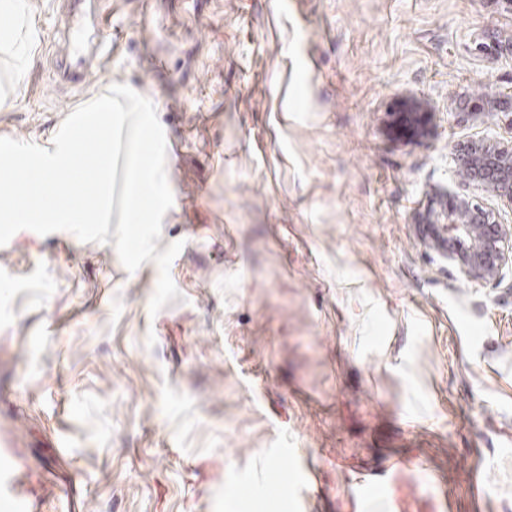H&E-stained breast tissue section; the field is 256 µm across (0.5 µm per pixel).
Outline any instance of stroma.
<instances>
[{
    "mask_svg": "<svg viewBox=\"0 0 512 512\" xmlns=\"http://www.w3.org/2000/svg\"><path fill=\"white\" fill-rule=\"evenodd\" d=\"M61 2L27 0L25 68L0 43V137L128 85L166 134L156 249L184 247L153 315L115 233L0 246V465L31 512H512V289L421 230L462 197L512 225L455 161L512 146V0H98L112 57L78 91L49 75Z\"/></svg>",
    "mask_w": 512,
    "mask_h": 512,
    "instance_id": "35a3bbf8",
    "label": "stroma"
}]
</instances>
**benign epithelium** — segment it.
Wrapping results in <instances>:
<instances>
[{
  "label": "benign epithelium",
  "mask_w": 512,
  "mask_h": 512,
  "mask_svg": "<svg viewBox=\"0 0 512 512\" xmlns=\"http://www.w3.org/2000/svg\"><path fill=\"white\" fill-rule=\"evenodd\" d=\"M459 168L512 205V147L474 143L459 150ZM440 237L428 246L442 253L469 280L500 285L512 273V225L497 224L467 198L439 216Z\"/></svg>",
  "instance_id": "benign-epithelium-1"
}]
</instances>
